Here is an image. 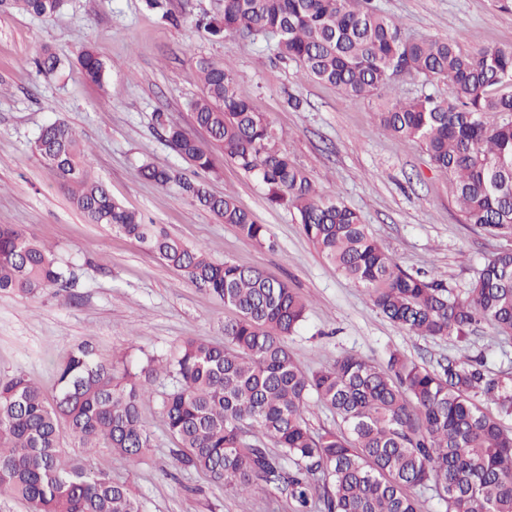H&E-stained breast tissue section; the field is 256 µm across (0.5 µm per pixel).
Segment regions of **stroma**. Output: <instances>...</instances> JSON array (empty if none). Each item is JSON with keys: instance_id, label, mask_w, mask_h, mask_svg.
<instances>
[{"instance_id": "stroma-1", "label": "stroma", "mask_w": 512, "mask_h": 512, "mask_svg": "<svg viewBox=\"0 0 512 512\" xmlns=\"http://www.w3.org/2000/svg\"><path fill=\"white\" fill-rule=\"evenodd\" d=\"M371 2L410 38L449 39L466 50L512 44V0ZM169 7L179 24L161 19L145 0H64L47 20L0 8V225H17L30 239L52 245L58 261L78 276L66 291L0 295V380L25 374L51 398L58 392V364L80 343L141 367L173 356L189 338L224 340L222 301L123 233L87 223L59 178L31 152L41 127L60 119L86 143L95 175L115 200L215 261L260 268L306 300V318L287 339L305 370L331 366L347 353L383 365L397 350L430 367L467 355L480 358L512 392V338L486 324L465 342L406 334L317 253L292 208L270 203L264 185L221 153H214L210 171L196 170L159 135L155 121L164 114L203 138L187 108L201 92L192 72L202 58L230 63L240 92L283 130L282 149L320 193L359 212L403 270L434 274L461 295L488 258L512 248V238L464 223L449 176L419 144L394 138L376 115L393 95L450 99L453 86L403 73L372 97H347L305 78L261 40L236 33L216 39L196 29L197 17L222 14L224 0H169ZM83 48L104 61V86L82 77L77 53ZM46 49L64 61L51 75L35 65ZM292 95L302 99L301 109L289 107ZM145 162L173 171L175 181L144 180L139 168ZM182 178L233 195L266 226L270 246L247 241L192 204L179 187ZM172 385L170 378L158 379L140 406L153 435L146 457L130 464L102 448L98 467L125 483L143 512H294L284 492L263 489L242 500L175 460L177 442L160 414V398Z\"/></svg>"}]
</instances>
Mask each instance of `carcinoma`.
<instances>
[{
  "label": "carcinoma",
  "mask_w": 512,
  "mask_h": 512,
  "mask_svg": "<svg viewBox=\"0 0 512 512\" xmlns=\"http://www.w3.org/2000/svg\"><path fill=\"white\" fill-rule=\"evenodd\" d=\"M62 5L10 0L43 18ZM195 26L214 38L235 32L271 39L278 57L348 97L369 96L400 73L447 78L454 99L394 98L380 106L378 119L394 137L419 143L450 177L466 223L512 236L511 45L464 51L449 40L411 39L368 0H224L222 16H203ZM78 63L88 82L104 83L106 66L91 50ZM35 64L50 75L61 61L46 50ZM193 76L202 93L189 108L208 141L156 116L183 160L208 171L216 150L253 174L272 201L296 211L318 252L407 334L463 341L486 322L512 337V250L489 258L463 298L436 276L401 269L361 216L338 197H322L279 147L278 130L240 94L230 66L201 59ZM32 150L88 223L134 239L235 316L224 320V344L190 338L165 363L151 359L138 370L81 344L60 364L51 401L23 374L1 381L0 495L26 502L29 512H142L93 457L99 448L132 464L146 456L153 439L139 405L165 374L175 384L160 410L177 459L241 498L270 487L288 493L296 512H420V494L431 491L446 512H512V433L500 422L512 414V396L482 362L449 358L429 368L393 351L384 366L345 354L308 372L286 344L307 310L288 284L257 268L215 262L145 223L93 175L88 150L67 123L42 128ZM139 173L161 186L174 179L150 163ZM180 187L243 238L267 241L266 227L234 197L214 196L202 182ZM73 279L49 248L15 225H0L1 293L33 296ZM316 407L333 412L336 429H310L307 415ZM66 435L77 447L63 446Z\"/></svg>",
  "instance_id": "cac0c4a2"
}]
</instances>
